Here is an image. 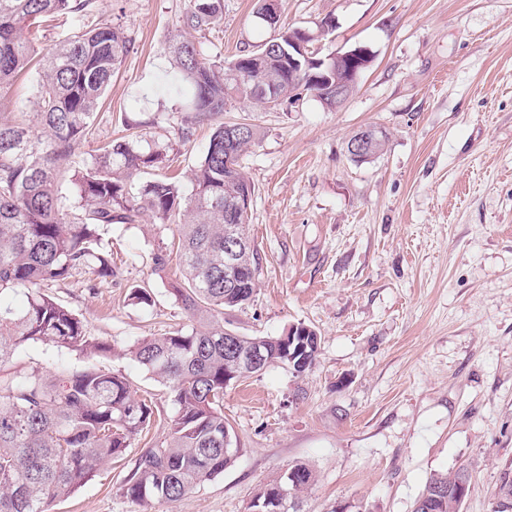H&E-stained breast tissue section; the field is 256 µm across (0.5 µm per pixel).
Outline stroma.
Listing matches in <instances>:
<instances>
[{
    "mask_svg": "<svg viewBox=\"0 0 512 512\" xmlns=\"http://www.w3.org/2000/svg\"><path fill=\"white\" fill-rule=\"evenodd\" d=\"M254 5L223 0L220 25L198 38L205 61L225 63L273 36ZM189 8V0H96L92 13L27 31L41 50L99 22L133 40L80 157L130 118L173 148V164L150 177L186 176L216 125L255 126L240 163L255 186L258 285L224 326L278 336L302 322L321 336L304 375L275 365L225 389L235 462L149 512H253L259 491L299 463L317 475L303 512H413L428 478L462 467L471 488L461 512H512L501 492L512 474V0H285L283 23L317 33L315 57L369 50L356 93L332 111L309 95L279 107L232 99L202 124L181 109L167 52ZM328 18L335 26L320 34ZM367 125L389 141L357 164L347 142ZM103 237L113 278L82 271L50 293L111 344L104 366L172 414L168 388L128 354L140 337L195 325L170 290L177 258L162 269L152 260L171 232L115 224ZM138 287L151 289L152 306L131 300ZM79 361L31 343L15 368L53 373ZM166 433L157 425L142 434L55 512H140L119 487L137 453Z\"/></svg>",
    "mask_w": 512,
    "mask_h": 512,
    "instance_id": "1",
    "label": "stroma"
}]
</instances>
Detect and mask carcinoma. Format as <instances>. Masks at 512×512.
<instances>
[{
    "label": "carcinoma",
    "instance_id": "1",
    "mask_svg": "<svg viewBox=\"0 0 512 512\" xmlns=\"http://www.w3.org/2000/svg\"><path fill=\"white\" fill-rule=\"evenodd\" d=\"M92 5L93 0H0V93L32 63L41 69L33 118L23 112L0 117V296L19 289L27 294L21 311L0 305V512H53L58 500L123 456L151 423L152 408L135 397L129 380L95 362L111 351L110 344L87 334L73 311L45 293L78 269L112 277V252L102 243L100 227L152 218L173 228L180 276L172 289L198 323L190 332L144 336L129 351L152 379L168 387L175 406L167 435L141 450L120 488L143 508L155 500L175 503L234 463L236 456L224 454V389L238 378H224V370L235 350L260 343L270 352V365L302 375L314 365L321 344L316 330L304 323L290 326L291 344L280 336H242L224 328V311L249 303L256 290L249 270L224 286V228L232 222L249 233V216L228 215L224 197L254 194L240 164L257 139L253 125L224 123L213 132L188 196L172 177L143 178L167 153L140 131L108 140L89 160L76 159V146L89 133L131 39L118 28L96 24L40 52L25 29ZM220 14L221 0H190L184 25L197 33L211 31ZM290 38L315 40L304 29L282 27L269 43L217 66L202 62L194 39L181 34L169 49L192 88L185 102L191 119L211 120L232 95L262 104L288 102L296 91L282 52ZM301 63L306 91L335 106L328 61L312 55ZM235 126L240 136L232 140ZM227 162L235 171L226 170ZM65 174L77 192L72 211L58 192ZM37 342L86 361L49 376L14 372L25 346ZM292 469L301 478L288 485L285 512H299L302 494L316 482L309 466ZM458 475L432 476L413 512H422L423 500L440 488L450 493L436 502L434 512H460Z\"/></svg>",
    "mask_w": 512,
    "mask_h": 512
}]
</instances>
